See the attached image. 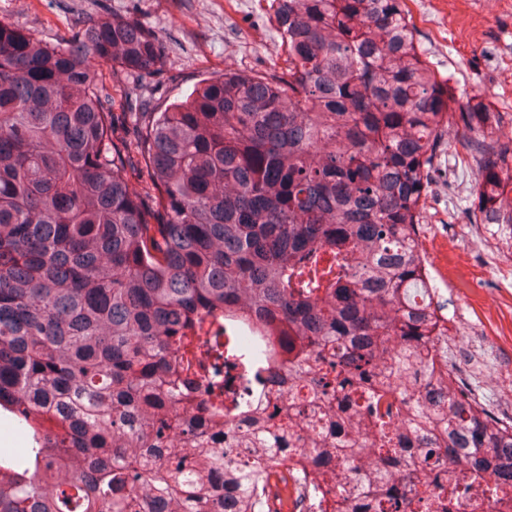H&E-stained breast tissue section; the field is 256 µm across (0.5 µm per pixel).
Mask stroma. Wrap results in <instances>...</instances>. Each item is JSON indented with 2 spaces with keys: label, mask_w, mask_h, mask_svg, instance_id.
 <instances>
[{
  "label": "stroma",
  "mask_w": 512,
  "mask_h": 512,
  "mask_svg": "<svg viewBox=\"0 0 512 512\" xmlns=\"http://www.w3.org/2000/svg\"><path fill=\"white\" fill-rule=\"evenodd\" d=\"M414 2V34L429 65L460 89L483 93L512 112V0ZM112 14L160 36L166 66L152 81L161 108L224 67L269 73L283 63L259 0L224 9L213 0H0V20L51 45ZM473 181L465 150L454 133H446L430 169L420 235L449 335H474L472 344L451 346L448 356L497 414L512 403V250L492 224L482 231L496 266L471 260V241L456 249L444 243L450 228L468 221Z\"/></svg>",
  "instance_id": "35a3bbf8"
}]
</instances>
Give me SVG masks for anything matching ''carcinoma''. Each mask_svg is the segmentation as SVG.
Returning a JSON list of instances; mask_svg holds the SVG:
<instances>
[{
  "label": "carcinoma",
  "mask_w": 512,
  "mask_h": 512,
  "mask_svg": "<svg viewBox=\"0 0 512 512\" xmlns=\"http://www.w3.org/2000/svg\"><path fill=\"white\" fill-rule=\"evenodd\" d=\"M272 74L224 71L117 118L96 67L161 71L158 35L104 17L62 46L0 21V512H262L297 441L345 512H452L512 489V423L462 399L420 254L447 128L474 172L471 224L512 249V113L423 59L406 0H266ZM421 293L423 303L414 300ZM253 325L263 355L207 319ZM204 347L288 403L181 402ZM186 391L174 393L161 378ZM309 410L318 430L302 436ZM259 385L260 387L250 390V393L245 392V394L242 395V397H244L243 399L247 398L254 401L259 397L264 398V395L266 400L269 398L273 399L281 392L280 390H283L284 401L288 402V383H285L280 387L273 379H267L264 375H261V382H259Z\"/></svg>",
  "instance_id": "obj_1"
}]
</instances>
